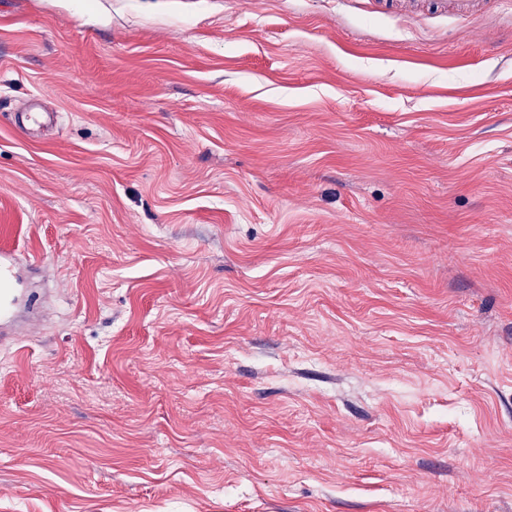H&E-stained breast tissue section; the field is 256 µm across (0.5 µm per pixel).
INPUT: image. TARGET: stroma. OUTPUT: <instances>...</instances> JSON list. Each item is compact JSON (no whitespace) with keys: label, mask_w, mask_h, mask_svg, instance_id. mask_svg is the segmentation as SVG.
Returning a JSON list of instances; mask_svg holds the SVG:
<instances>
[{"label":"stroma","mask_w":512,"mask_h":512,"mask_svg":"<svg viewBox=\"0 0 512 512\" xmlns=\"http://www.w3.org/2000/svg\"><path fill=\"white\" fill-rule=\"evenodd\" d=\"M0 248V512H512L508 12L0 0ZM14 253H0V339L9 336L22 297V280Z\"/></svg>","instance_id":"obj_1"}]
</instances>
